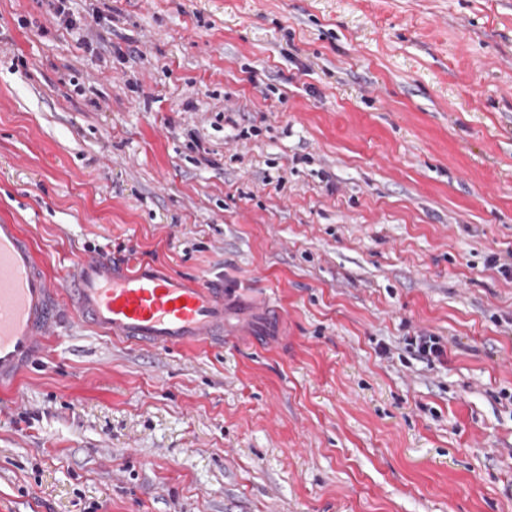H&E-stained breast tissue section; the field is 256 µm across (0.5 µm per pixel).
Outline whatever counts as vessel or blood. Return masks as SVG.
Masks as SVG:
<instances>
[{"label":"vessel or blood","instance_id":"b4317fda","mask_svg":"<svg viewBox=\"0 0 512 512\" xmlns=\"http://www.w3.org/2000/svg\"><path fill=\"white\" fill-rule=\"evenodd\" d=\"M232 290L105 255L81 261L60 290L31 237L0 220V387L16 383L46 351L64 317L61 294L70 296L77 318L106 335L158 349L223 340L230 313L224 298Z\"/></svg>","mask_w":512,"mask_h":512}]
</instances>
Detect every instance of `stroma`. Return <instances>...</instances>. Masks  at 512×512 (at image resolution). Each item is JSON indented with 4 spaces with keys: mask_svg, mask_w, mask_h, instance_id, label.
I'll return each instance as SVG.
<instances>
[{
    "mask_svg": "<svg viewBox=\"0 0 512 512\" xmlns=\"http://www.w3.org/2000/svg\"><path fill=\"white\" fill-rule=\"evenodd\" d=\"M64 7L0 0V219L54 286L153 260L235 315L63 322L0 390V512H512V0Z\"/></svg>",
    "mask_w": 512,
    "mask_h": 512,
    "instance_id": "1",
    "label": "stroma"
}]
</instances>
